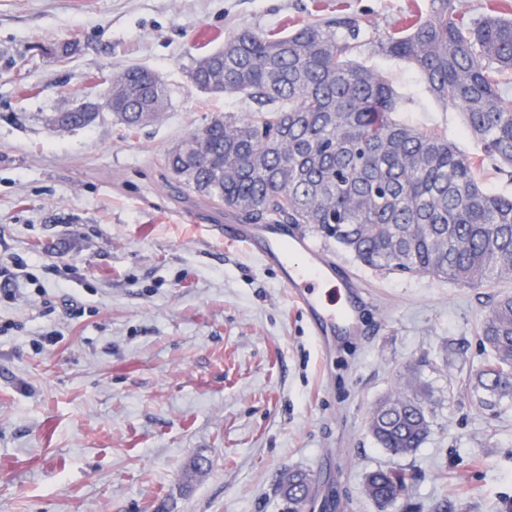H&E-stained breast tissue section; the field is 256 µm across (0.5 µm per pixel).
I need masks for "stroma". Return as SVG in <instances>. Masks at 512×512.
<instances>
[{"mask_svg":"<svg viewBox=\"0 0 512 512\" xmlns=\"http://www.w3.org/2000/svg\"><path fill=\"white\" fill-rule=\"evenodd\" d=\"M361 15L354 58L399 98L397 116L462 152L459 110L406 61L378 53L411 0H327ZM314 0H0V270L24 258L36 284L0 294V512H288L282 473L307 472L346 512H379L375 469L416 479L387 512H512V401L482 405L478 336L504 289L367 270L360 331L324 357L275 269L210 236L225 213L172 179L168 150L249 100L191 85L210 52L198 35L262 32L307 18ZM131 64L171 95L134 135L111 116L88 128L45 118L100 95ZM57 343L39 351L40 336ZM428 395L431 433L406 457L368 430L379 401ZM207 473L184 482L195 459Z\"/></svg>","mask_w":512,"mask_h":512,"instance_id":"35a3bbf8","label":"stroma"}]
</instances>
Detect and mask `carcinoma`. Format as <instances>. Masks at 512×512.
<instances>
[{"instance_id":"obj_1","label":"carcinoma","mask_w":512,"mask_h":512,"mask_svg":"<svg viewBox=\"0 0 512 512\" xmlns=\"http://www.w3.org/2000/svg\"><path fill=\"white\" fill-rule=\"evenodd\" d=\"M414 0L391 30L374 34L378 53L410 62L433 97L458 108L463 134L484 158L512 167V5L494 0L471 21L456 0ZM363 21L356 15L295 21L287 32L238 29L193 66L194 86L242 95L254 108L228 112L174 146L165 165L176 181L245 224H297L334 242L363 267L446 279L469 287L512 277V195L484 188L483 158L447 138L395 119L399 101L374 70L352 59ZM112 115L134 133L157 121L170 99L149 70L112 75ZM88 112H55L52 128H86ZM489 358L477 375L486 405L512 399V294L485 313ZM368 429L397 456L426 441L425 398L400 394L376 404ZM399 470H374L364 494L395 503L409 487ZM312 484L287 471L279 494L298 507Z\"/></svg>"}]
</instances>
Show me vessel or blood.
Here are the masks:
<instances>
[{
	"mask_svg": "<svg viewBox=\"0 0 512 512\" xmlns=\"http://www.w3.org/2000/svg\"><path fill=\"white\" fill-rule=\"evenodd\" d=\"M211 236L244 245L262 262L277 268L280 280L306 315L322 348L358 330L360 299L350 279L337 276L338 262L309 234L285 224L209 225Z\"/></svg>",
	"mask_w": 512,
	"mask_h": 512,
	"instance_id": "obj_1",
	"label": "vessel or blood"
}]
</instances>
